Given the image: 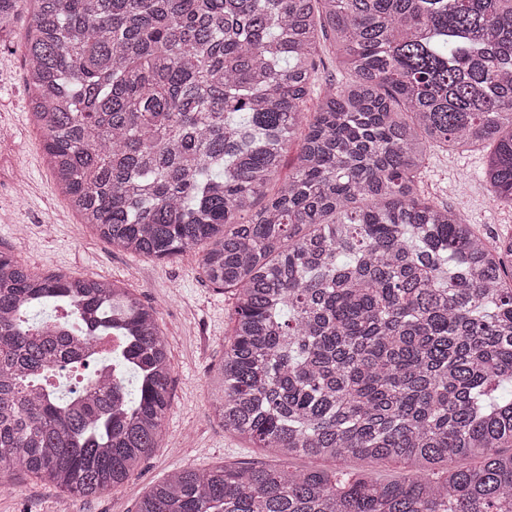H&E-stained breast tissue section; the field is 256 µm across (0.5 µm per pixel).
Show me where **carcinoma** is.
<instances>
[{"label":"carcinoma","mask_w":512,"mask_h":512,"mask_svg":"<svg viewBox=\"0 0 512 512\" xmlns=\"http://www.w3.org/2000/svg\"><path fill=\"white\" fill-rule=\"evenodd\" d=\"M30 3V117L56 181L114 248L205 246L207 282L235 299L215 414L284 461L179 469L135 512H512V238L489 243L420 186L431 148L492 143L484 179L512 208V0H0V33ZM322 39L350 80L259 206ZM35 305L120 337L112 378L37 388L93 360ZM171 404L153 307L0 251V472L98 496L157 447ZM289 466L293 469H322L328 471H337L340 473H353L359 471L370 472L380 480L391 481L400 480L408 474L406 464L382 460L378 462H368L356 458H347L334 460L331 458H294L289 461Z\"/></svg>","instance_id":"cac0c4a2"}]
</instances>
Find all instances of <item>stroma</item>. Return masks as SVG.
I'll return each instance as SVG.
<instances>
[{"instance_id":"35a3bbf8","label":"stroma","mask_w":512,"mask_h":512,"mask_svg":"<svg viewBox=\"0 0 512 512\" xmlns=\"http://www.w3.org/2000/svg\"><path fill=\"white\" fill-rule=\"evenodd\" d=\"M21 14L0 36V250L37 273L59 271L123 282L152 305L172 360V406L154 452L124 485L79 499L35 477L0 476V512H134L137 501L170 472L215 464L275 465L263 449L225 432L210 410L215 366L231 333L230 301L201 274L202 250L172 260L137 257L95 236L59 192L44 151V134L28 112L23 45L33 27ZM485 150L434 148L421 187L460 211L484 236L512 235V209L493 202L482 180ZM21 173L13 183L12 170ZM294 469L366 471L380 480L404 478L405 464L356 458H294Z\"/></svg>"}]
</instances>
